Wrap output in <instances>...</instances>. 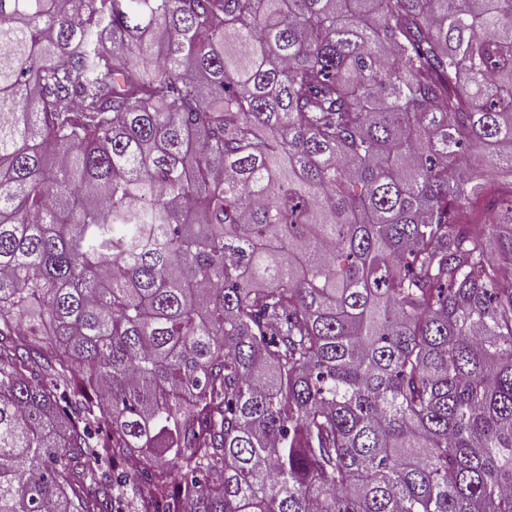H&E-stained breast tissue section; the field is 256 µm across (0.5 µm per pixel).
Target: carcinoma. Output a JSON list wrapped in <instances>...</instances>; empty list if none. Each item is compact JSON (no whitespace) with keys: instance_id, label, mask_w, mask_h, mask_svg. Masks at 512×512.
<instances>
[{"instance_id":"obj_1","label":"carcinoma","mask_w":512,"mask_h":512,"mask_svg":"<svg viewBox=\"0 0 512 512\" xmlns=\"http://www.w3.org/2000/svg\"><path fill=\"white\" fill-rule=\"evenodd\" d=\"M0 512H512V0H0Z\"/></svg>"}]
</instances>
